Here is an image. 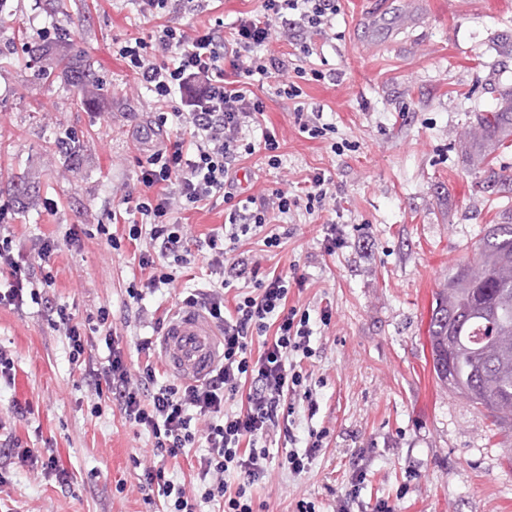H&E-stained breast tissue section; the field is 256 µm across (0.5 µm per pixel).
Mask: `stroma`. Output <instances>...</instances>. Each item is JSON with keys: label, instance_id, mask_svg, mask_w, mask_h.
<instances>
[{"label": "stroma", "instance_id": "obj_1", "mask_svg": "<svg viewBox=\"0 0 512 512\" xmlns=\"http://www.w3.org/2000/svg\"><path fill=\"white\" fill-rule=\"evenodd\" d=\"M258 0H210L187 20L232 26ZM44 0H10L0 12V53L14 66L0 69V218L15 250L53 239L55 302L72 305L78 321L110 312L130 372L146 360L136 337L151 335L138 309L175 305L181 294L207 286L208 253L190 268L171 267L169 285L145 289L147 275L134 247L115 254L100 226L122 235L112 209L146 195L139 162L147 145L174 138L157 129L146 90L113 56L112 46L143 37L154 22L136 0H69L54 20L65 45L39 60L28 49L46 26ZM335 39L315 37L302 69L300 101L323 110L331 127L311 139L300 130L296 102L266 97L252 141L271 131L282 164L262 154L246 162L252 193L305 190L306 177L324 174L336 189V208L298 209L276 223L279 246L261 236L245 244L261 273H290V305L310 315L312 354L300 367L317 401L309 414L296 403L268 438V473L253 490L254 512H295L299 500L315 512H336L354 470L365 473L350 512H371L386 501L394 512H512V427L493 429L484 409L449 391L433 372L428 324L437 292L458 264L473 260L487 225L507 219L512 189L488 185L486 167L512 172V150L467 135L477 112L512 90V55L499 53V35L512 37V0H340ZM91 60L98 87L76 101L68 78L43 79L62 55ZM76 141L74 156L54 144L59 133ZM23 177L35 193L26 205L10 191ZM344 244L329 253L327 225ZM77 229L79 245L68 242ZM142 286V302L126 293ZM329 311L330 322L320 314ZM0 345L14 361V383L0 384V418L32 451L54 448L72 475L68 486L30 464L15 463L0 485L7 512H157V495L140 485L144 468L165 466L192 484L186 459L157 456L153 439L119 412L92 413L93 379L68 361L63 336L37 305L0 308ZM27 406L12 416L14 404ZM323 446L306 473L289 472V450H304L310 431Z\"/></svg>", "mask_w": 512, "mask_h": 512}]
</instances>
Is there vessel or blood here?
Listing matches in <instances>:
<instances>
[{"label": "vessel or blood", "instance_id": "obj_1", "mask_svg": "<svg viewBox=\"0 0 512 512\" xmlns=\"http://www.w3.org/2000/svg\"><path fill=\"white\" fill-rule=\"evenodd\" d=\"M161 349L171 371L184 379L206 376L222 357L221 340L202 311L177 310L161 337Z\"/></svg>", "mask_w": 512, "mask_h": 512}]
</instances>
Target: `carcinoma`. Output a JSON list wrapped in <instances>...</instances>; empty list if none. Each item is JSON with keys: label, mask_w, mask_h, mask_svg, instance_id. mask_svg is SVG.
Wrapping results in <instances>:
<instances>
[{"label": "carcinoma", "mask_w": 512, "mask_h": 512, "mask_svg": "<svg viewBox=\"0 0 512 512\" xmlns=\"http://www.w3.org/2000/svg\"><path fill=\"white\" fill-rule=\"evenodd\" d=\"M73 94L97 84L91 62L62 61ZM471 135L492 138L507 149L512 136V90L479 115ZM476 258L448 274L428 325L436 377L469 402L485 408L493 425L512 422V216L488 225Z\"/></svg>", "instance_id": "1"}]
</instances>
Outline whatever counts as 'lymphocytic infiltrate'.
<instances>
[{"mask_svg": "<svg viewBox=\"0 0 512 512\" xmlns=\"http://www.w3.org/2000/svg\"><path fill=\"white\" fill-rule=\"evenodd\" d=\"M138 5L141 15L154 17L156 24L147 37L118 43L115 53L156 101L165 103L179 94L180 108L157 113L156 124L162 128L176 118L188 129L192 144L177 140L150 154L140 170L149 195L120 213L129 240L146 242L138 265L148 279L141 289L129 285L127 294L141 301L143 289L171 283V266L190 265L188 233L184 225L171 222L173 210L223 198L228 206L224 225L204 239L213 279L208 287L193 289L185 302L220 328L224 357L200 380L159 381L158 364L151 360L139 376H131L112 336L107 309H100L96 324L89 326L76 321L69 306L50 298L54 240L35 239L28 253L18 256L3 224L0 306L41 305L48 324L64 337L70 362L93 377L97 397L113 403L125 422L147 430L157 451L171 458L195 456L197 474L189 489L170 478L165 467L144 470L143 484L157 489L162 512H194L198 502L213 512H253L252 489L265 477L270 457L264 438L279 428L282 411L293 409L297 401L311 410L317 406L293 361L294 355L309 354L313 331L309 313L289 306L288 276L281 272L257 280L255 291L240 292L233 311H225V289L243 278L248 266L245 258L229 252L277 217L302 207L311 213L325 210L335 203L336 192L329 179L316 174L303 197L285 190L246 196L237 174L242 161L259 148L268 166L281 164L273 134H264L260 147L246 136L264 110L253 89L254 77H275L278 98L302 95L299 86L280 75V63L265 54V47L273 34L294 29L327 34L338 5L336 0H261L259 11L237 19L227 35L216 26L203 30L171 20L175 9L198 11L196 0H138ZM97 334L108 350L101 362L90 354ZM257 338L262 341L258 347L253 344ZM230 400L235 403L231 409L226 406ZM232 474L237 484L228 483Z\"/></svg>", "mask_w": 512, "mask_h": 512, "instance_id": "1", "label": "lymphocytic infiltrate"}]
</instances>
